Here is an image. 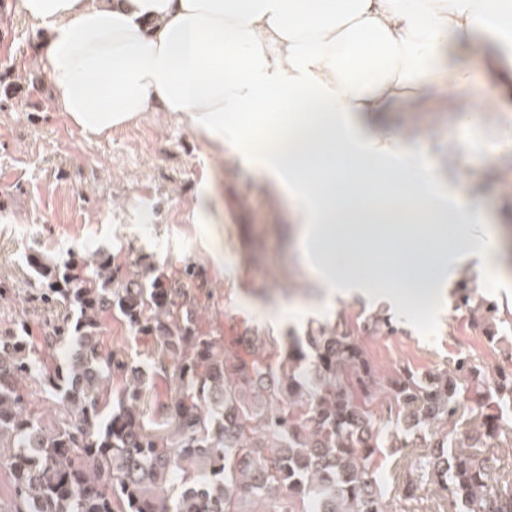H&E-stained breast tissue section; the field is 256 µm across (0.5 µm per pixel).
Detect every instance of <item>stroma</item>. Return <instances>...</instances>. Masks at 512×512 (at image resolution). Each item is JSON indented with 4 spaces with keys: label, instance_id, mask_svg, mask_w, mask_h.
<instances>
[{
    "label": "stroma",
    "instance_id": "35a3bbf8",
    "mask_svg": "<svg viewBox=\"0 0 512 512\" xmlns=\"http://www.w3.org/2000/svg\"><path fill=\"white\" fill-rule=\"evenodd\" d=\"M0 0V279L16 288L0 300V331L25 318L39 341L56 310L39 300L30 256L62 265L71 254L100 251L126 263L145 257L169 275L199 267L190 284L194 318L208 332L231 336L249 330L276 340L309 327L345 320L381 381L400 370L449 369L467 354L486 370L512 366V159L496 165L487 126L496 98L479 61L470 63L475 122L459 124L455 104L401 107L385 115L394 132L421 130L413 150L425 168L455 171L460 191L480 197L499 239L490 261L457 266L458 284L476 288L469 306L458 297L442 305L416 301L397 287L389 302L369 296L324 303L296 232L294 206L232 155L216 162L208 143L176 117L157 113L86 139L59 112L39 67L33 24ZM100 341L142 370L153 363L156 341L135 335L116 315L106 317ZM417 448H385L377 458L387 512H433L435 486L422 482L415 498L401 491Z\"/></svg>",
    "mask_w": 512,
    "mask_h": 512
}]
</instances>
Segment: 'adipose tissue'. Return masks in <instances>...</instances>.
<instances>
[{
    "mask_svg": "<svg viewBox=\"0 0 512 512\" xmlns=\"http://www.w3.org/2000/svg\"><path fill=\"white\" fill-rule=\"evenodd\" d=\"M44 50L40 68L66 118L89 137L169 112L285 192L305 215L303 254L329 297L389 294L397 283L439 301L460 256L485 264L488 239L463 227L478 200L455 205L453 180L420 178L408 137L383 142L385 113L431 94L448 71L463 123L480 52L494 83L512 77V0H17ZM249 112H281L278 131L245 129ZM347 174L328 173L332 158ZM451 225L434 271L368 277L356 246L399 224Z\"/></svg>",
    "mask_w": 512,
    "mask_h": 512,
    "instance_id": "obj_1",
    "label": "adipose tissue"
}]
</instances>
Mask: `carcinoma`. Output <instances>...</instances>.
Listing matches in <instances>:
<instances>
[{"label": "carcinoma", "instance_id": "1", "mask_svg": "<svg viewBox=\"0 0 512 512\" xmlns=\"http://www.w3.org/2000/svg\"><path fill=\"white\" fill-rule=\"evenodd\" d=\"M107 253L61 266L36 256L41 296L65 313L34 344L25 321L0 336V470L10 512H385L375 458L385 443L427 449L448 512H512L491 448L512 447V367L487 374L466 355L428 375L404 369L387 388L397 430L377 425V372L347 325L309 328L265 355V336L241 346L195 320L185 281L141 259ZM117 314L159 342L154 371L99 343ZM77 339L62 365L53 351ZM36 378L57 413L31 407ZM123 383L112 392V379ZM175 383L165 397L145 392Z\"/></svg>", "mask_w": 512, "mask_h": 512}]
</instances>
